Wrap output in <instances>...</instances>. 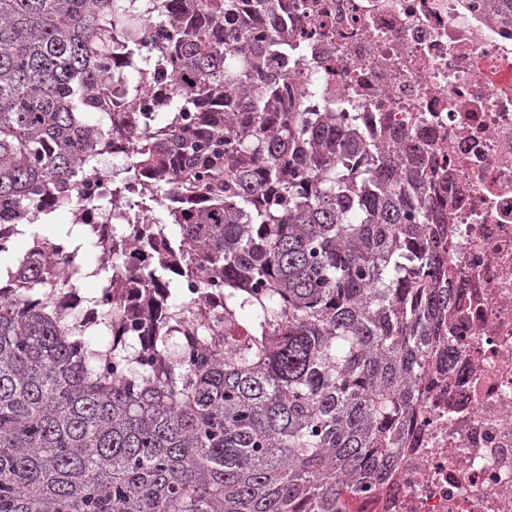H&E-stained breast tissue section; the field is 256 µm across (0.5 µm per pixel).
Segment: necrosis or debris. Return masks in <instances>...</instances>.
<instances>
[{
    "label": "necrosis or debris",
    "mask_w": 512,
    "mask_h": 512,
    "mask_svg": "<svg viewBox=\"0 0 512 512\" xmlns=\"http://www.w3.org/2000/svg\"><path fill=\"white\" fill-rule=\"evenodd\" d=\"M492 0H279L288 41L286 112L332 107L365 121L375 152L416 144L462 310L453 358L428 362L417 411L384 486L355 512H512V20ZM113 171L82 183L94 221Z\"/></svg>",
    "instance_id": "1"
}]
</instances>
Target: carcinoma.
Listing matches in <instances>:
<instances>
[{
	"label": "carcinoma",
	"instance_id": "1",
	"mask_svg": "<svg viewBox=\"0 0 512 512\" xmlns=\"http://www.w3.org/2000/svg\"><path fill=\"white\" fill-rule=\"evenodd\" d=\"M239 0H0L3 226L66 210L99 253L76 183L127 142L136 183L112 184V216L153 207L145 295H112L88 326L59 271L70 249L32 235L38 263L0 267V512H350L397 466L425 360L459 298L439 250L421 164L409 179L337 113L282 112L285 23L236 22ZM172 33L137 64L144 13ZM132 60L105 84L101 63ZM177 95L162 112L153 70ZM189 281L224 292L213 328L176 351ZM55 291L53 300L43 290ZM148 310L144 349L127 339ZM120 370L113 376L111 367Z\"/></svg>",
	"mask_w": 512,
	"mask_h": 512
}]
</instances>
